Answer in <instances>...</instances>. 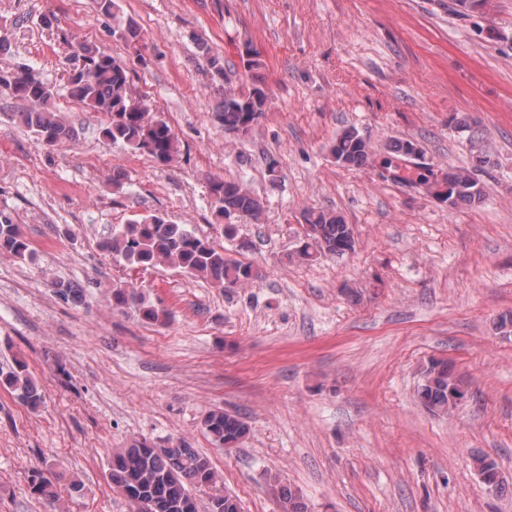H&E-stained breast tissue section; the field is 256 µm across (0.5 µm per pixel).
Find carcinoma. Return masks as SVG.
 <instances>
[{
  "label": "carcinoma",
  "instance_id": "cac0c4a2",
  "mask_svg": "<svg viewBox=\"0 0 512 512\" xmlns=\"http://www.w3.org/2000/svg\"><path fill=\"white\" fill-rule=\"evenodd\" d=\"M102 14L116 19L112 33L128 46L141 41V30L134 19L118 16L117 0H95ZM198 55L216 74H224V58L213 52L209 44L197 41ZM76 68L68 77L70 97L94 112L107 117L103 138L140 150L162 166L173 165L181 154L180 141L172 126L142 99L132 95L127 64L124 60L97 46L79 43L75 50ZM0 89L7 92L22 108L11 117L30 129L42 142L55 146L75 137V130L54 111L53 89L30 67L0 70ZM268 92L260 85L247 91L224 89V97L216 118L224 130L247 133L267 111ZM336 162L347 168L362 167L371 158L368 139L353 126L336 135L330 146ZM426 191L448 203H480L484 190L467 168L452 169L438 181L421 175ZM210 208L217 223L224 225V236H236L235 219L255 220L261 206L246 186L234 180L213 178L207 183ZM302 236L291 254L300 261L320 255L343 256L354 249L352 226L333 211L306 208L302 211ZM100 248L112 259L133 269L163 266L191 276L204 278L218 288H246L262 279V273L250 263L234 259L218 246L196 234L187 224H174L161 214H149L112 228V235ZM0 253L18 260L31 256L29 240L11 215L0 212ZM112 307L123 310L132 305L148 322H162L168 313L150 303L143 292L126 283L112 289ZM0 387L15 394L32 410L43 403L45 392L33 379L26 361L15 359L6 372L0 370ZM462 380L448 361L433 359L422 372L418 388L420 402L433 413H448L449 394L459 393ZM201 427L220 448H233L249 434V426L237 413L217 407L208 411ZM112 489L123 495L134 512H199L191 488H216L223 477L210 458L186 440L170 441V446L154 448L145 441H134L126 448H116L108 465ZM62 478L54 465L32 471L30 489L56 504L55 512H68L66 501L57 491ZM267 493L277 502L279 512H309V505L299 491L284 483L278 473L264 474ZM209 512H240L237 499L218 492L211 497Z\"/></svg>",
  "mask_w": 512,
  "mask_h": 512
}]
</instances>
